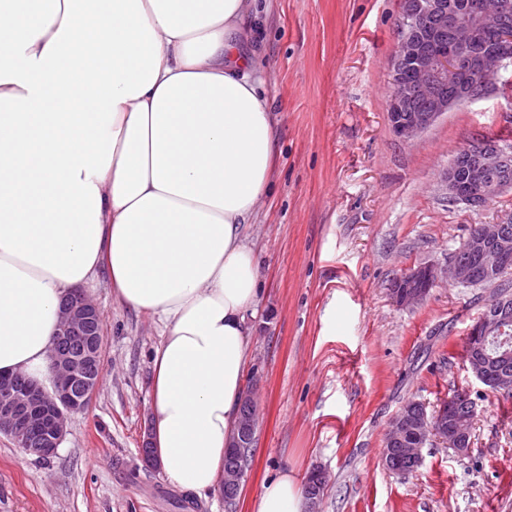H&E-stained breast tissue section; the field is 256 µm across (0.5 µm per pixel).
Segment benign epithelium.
Returning a JSON list of instances; mask_svg holds the SVG:
<instances>
[{
	"mask_svg": "<svg viewBox=\"0 0 512 512\" xmlns=\"http://www.w3.org/2000/svg\"><path fill=\"white\" fill-rule=\"evenodd\" d=\"M512 12V0H470L460 9L454 0H403L400 37L391 59L387 114L393 132L403 140H413L428 130L452 108L483 98L492 92L495 78L512 65V28L505 18ZM453 34L448 48L432 54L424 49L426 38L446 31ZM487 31L498 33L495 43L476 53L473 45ZM452 86L449 95L443 88ZM431 102L428 111L407 108L408 90ZM512 171V149L492 143H478L461 150L448 164L442 181L448 200L473 206L493 201ZM504 223L479 224L463 242V251L484 267L499 270L512 244L503 236ZM448 276L467 285L469 271L453 256ZM441 277V270L419 266L404 276L400 287L392 288L393 300L400 306L423 301ZM497 314H485L470 329L469 367L475 378L490 390L512 392V376H490L480 342L504 332L512 321V299L497 298ZM100 311L82 289L73 290L60 305L59 323L49 348L51 388L24 372L0 376V434L6 435L26 454L42 461L53 457L63 442L70 415L86 410L99 388L102 375V328ZM464 408L465 417L458 415ZM477 404L467 392L459 394L433 413H422L412 423L397 413L389 422L382 457L393 442L413 432L410 452L421 451L436 439L463 454L471 447Z\"/></svg>",
	"mask_w": 512,
	"mask_h": 512,
	"instance_id": "1",
	"label": "benign epithelium"
}]
</instances>
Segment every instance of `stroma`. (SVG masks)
<instances>
[{
    "mask_svg": "<svg viewBox=\"0 0 512 512\" xmlns=\"http://www.w3.org/2000/svg\"><path fill=\"white\" fill-rule=\"evenodd\" d=\"M403 0H272L249 21L278 142L269 194L244 234L261 292L245 382L258 402L252 462L237 512H253L281 468L330 481L317 512H512V396L490 391L464 356L491 295L445 281L403 307L391 289L412 269L446 268L477 224L512 214V188L475 208L441 176L464 147L512 144V68L496 92L451 109L414 140L387 117ZM90 294L103 324V379L71 416L55 457L0 435V512H225L142 463L150 432L158 318ZM477 403L467 455L431 443L419 468L387 470L390 419L410 400L434 409L450 390Z\"/></svg>",
    "mask_w": 512,
    "mask_h": 512,
    "instance_id": "1",
    "label": "stroma"
}]
</instances>
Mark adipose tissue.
Listing matches in <instances>:
<instances>
[{"instance_id": "1", "label": "adipose tissue", "mask_w": 512, "mask_h": 512, "mask_svg": "<svg viewBox=\"0 0 512 512\" xmlns=\"http://www.w3.org/2000/svg\"><path fill=\"white\" fill-rule=\"evenodd\" d=\"M256 0H0V374L48 370L59 307L106 277L159 317L151 444L168 481L216 490L239 427L243 227L266 194L275 116L245 20ZM255 512H304L291 472Z\"/></svg>"}]
</instances>
